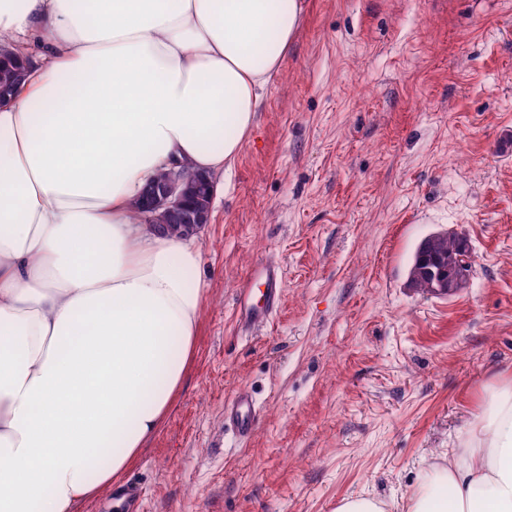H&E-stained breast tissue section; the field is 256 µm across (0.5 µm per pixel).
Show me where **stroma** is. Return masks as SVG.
Segmentation results:
<instances>
[{
    "label": "stroma",
    "mask_w": 512,
    "mask_h": 512,
    "mask_svg": "<svg viewBox=\"0 0 512 512\" xmlns=\"http://www.w3.org/2000/svg\"><path fill=\"white\" fill-rule=\"evenodd\" d=\"M214 182L194 362L122 481L142 512L407 499L512 383V0H306ZM448 230L473 269L423 294L414 254ZM267 258L281 309L248 334L236 290ZM243 386L262 412L245 442L224 427Z\"/></svg>",
    "instance_id": "stroma-1"
}]
</instances>
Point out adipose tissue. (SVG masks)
Masks as SVG:
<instances>
[{
	"instance_id": "adipose-tissue-1",
	"label": "adipose tissue",
	"mask_w": 512,
	"mask_h": 512,
	"mask_svg": "<svg viewBox=\"0 0 512 512\" xmlns=\"http://www.w3.org/2000/svg\"><path fill=\"white\" fill-rule=\"evenodd\" d=\"M0 0V512H75L163 428L204 302L193 238L141 223L163 169L230 167L303 0ZM406 512H512V385ZM1 57L3 61L0 64V92L2 97L6 93L8 98L23 79L25 66L22 61L4 56L2 53Z\"/></svg>"
}]
</instances>
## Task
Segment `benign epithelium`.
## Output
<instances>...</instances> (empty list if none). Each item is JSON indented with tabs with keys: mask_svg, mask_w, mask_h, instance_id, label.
<instances>
[{
	"mask_svg": "<svg viewBox=\"0 0 512 512\" xmlns=\"http://www.w3.org/2000/svg\"><path fill=\"white\" fill-rule=\"evenodd\" d=\"M214 192V183L210 176L201 173H190L183 167H171L165 171L163 179L149 189V211L145 222L153 223L157 214H178L186 211L187 197L190 188ZM211 211L196 213L190 223L181 225L182 231L188 235H196L203 225L209 223ZM469 276V272L459 268L448 276H437L431 281V289L438 295H445L461 284Z\"/></svg>",
	"mask_w": 512,
	"mask_h": 512,
	"instance_id": "obj_1",
	"label": "benign epithelium"
}]
</instances>
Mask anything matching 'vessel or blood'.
I'll return each instance as SVG.
<instances>
[{"instance_id": "1", "label": "vessel or blood", "mask_w": 512, "mask_h": 512, "mask_svg": "<svg viewBox=\"0 0 512 512\" xmlns=\"http://www.w3.org/2000/svg\"><path fill=\"white\" fill-rule=\"evenodd\" d=\"M263 282L261 301H254L255 282ZM282 272L272 261L258 265L237 292V318L243 331H251L277 316L282 298ZM260 422V411L251 393L239 388L224 404V425L239 440L251 438Z\"/></svg>"}]
</instances>
